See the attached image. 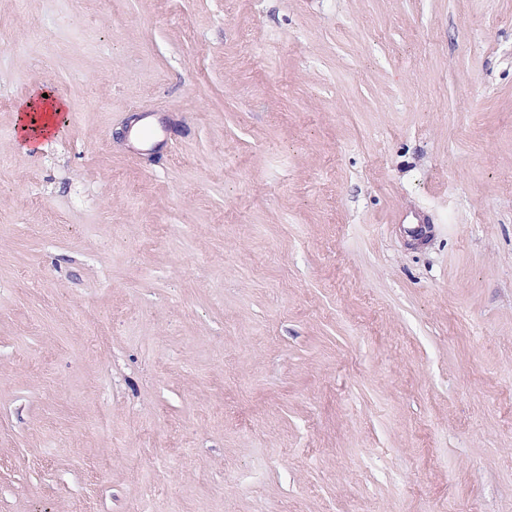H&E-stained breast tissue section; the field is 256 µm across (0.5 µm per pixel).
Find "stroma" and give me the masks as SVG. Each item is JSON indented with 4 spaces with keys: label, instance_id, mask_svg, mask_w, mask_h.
Returning <instances> with one entry per match:
<instances>
[{
    "label": "stroma",
    "instance_id": "1",
    "mask_svg": "<svg viewBox=\"0 0 512 512\" xmlns=\"http://www.w3.org/2000/svg\"><path fill=\"white\" fill-rule=\"evenodd\" d=\"M0 35V512H512V0H0ZM44 121L45 122L41 126L33 128V130L26 124L21 125L19 131H17V136L20 138V145L24 150H30L33 148L38 141L39 132L43 137H46L55 129L56 120L52 115H47Z\"/></svg>",
    "mask_w": 512,
    "mask_h": 512
}]
</instances>
